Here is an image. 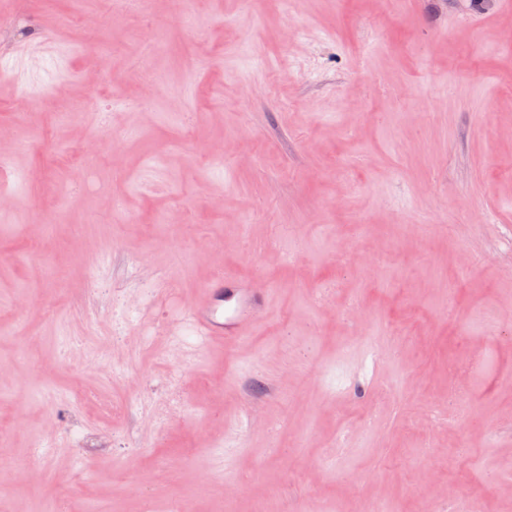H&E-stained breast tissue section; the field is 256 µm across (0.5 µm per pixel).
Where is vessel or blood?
<instances>
[{
	"label": "vessel or blood",
	"instance_id": "obj_1",
	"mask_svg": "<svg viewBox=\"0 0 512 512\" xmlns=\"http://www.w3.org/2000/svg\"><path fill=\"white\" fill-rule=\"evenodd\" d=\"M201 293L202 302L189 307L190 320L210 342L227 346L241 343L244 319L271 311L274 302L272 289L230 271L213 278Z\"/></svg>",
	"mask_w": 512,
	"mask_h": 512
}]
</instances>
